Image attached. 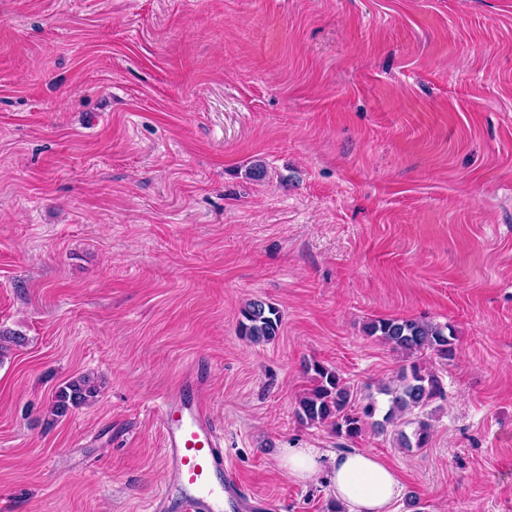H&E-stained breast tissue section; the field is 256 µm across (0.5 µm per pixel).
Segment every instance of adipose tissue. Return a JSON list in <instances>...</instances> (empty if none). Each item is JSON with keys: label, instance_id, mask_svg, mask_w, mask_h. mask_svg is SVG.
<instances>
[{"label": "adipose tissue", "instance_id": "ef3b65f1", "mask_svg": "<svg viewBox=\"0 0 512 512\" xmlns=\"http://www.w3.org/2000/svg\"><path fill=\"white\" fill-rule=\"evenodd\" d=\"M282 466L299 482L327 479L344 512H390L401 491L395 471L366 449L329 456L318 448H287Z\"/></svg>", "mask_w": 512, "mask_h": 512}]
</instances>
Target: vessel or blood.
<instances>
[{
  "label": "vessel or blood",
  "mask_w": 512,
  "mask_h": 512,
  "mask_svg": "<svg viewBox=\"0 0 512 512\" xmlns=\"http://www.w3.org/2000/svg\"><path fill=\"white\" fill-rule=\"evenodd\" d=\"M159 423L172 480L157 500L176 503L180 512H246L248 500L224 461L207 383L195 369H187L163 401Z\"/></svg>",
  "instance_id": "vessel-or-blood-1"
}]
</instances>
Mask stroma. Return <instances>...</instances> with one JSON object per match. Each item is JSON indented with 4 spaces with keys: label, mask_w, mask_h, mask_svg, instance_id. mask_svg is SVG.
<instances>
[{
    "label": "stroma",
    "mask_w": 512,
    "mask_h": 512,
    "mask_svg": "<svg viewBox=\"0 0 512 512\" xmlns=\"http://www.w3.org/2000/svg\"><path fill=\"white\" fill-rule=\"evenodd\" d=\"M251 299L275 340L240 336ZM384 318L453 328L417 357L443 397L354 440L301 422L308 365L355 409L396 384ZM0 328V512H155L197 364L272 512L332 503L286 448L375 452L391 512H512V0H0ZM240 332L252 342H270L279 334L282 318L279 310L265 301L254 299L241 309ZM98 393L96 382L89 376H82L58 391L52 412L57 417H63L71 409L92 401Z\"/></svg>",
    "instance_id": "stroma-1"
}]
</instances>
